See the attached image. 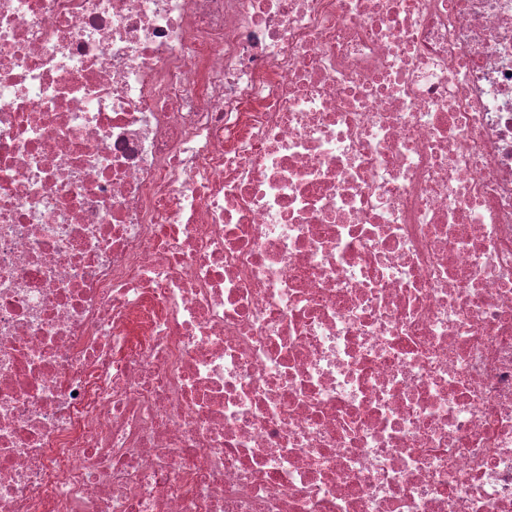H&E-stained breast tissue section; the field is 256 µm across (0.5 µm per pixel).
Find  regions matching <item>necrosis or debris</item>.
Wrapping results in <instances>:
<instances>
[{"mask_svg":"<svg viewBox=\"0 0 512 512\" xmlns=\"http://www.w3.org/2000/svg\"><path fill=\"white\" fill-rule=\"evenodd\" d=\"M0 512H512V0H0Z\"/></svg>","mask_w":512,"mask_h":512,"instance_id":"1","label":"necrosis or debris"}]
</instances>
